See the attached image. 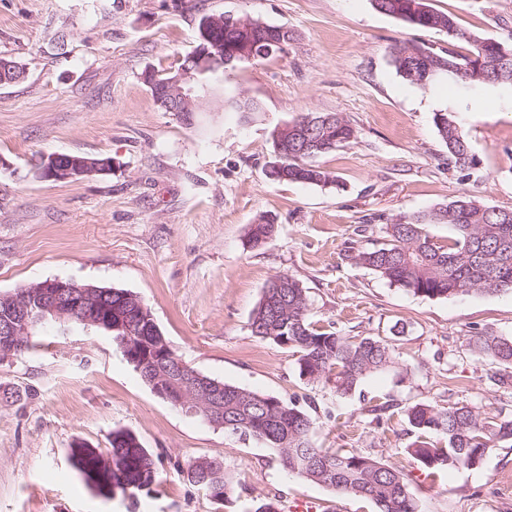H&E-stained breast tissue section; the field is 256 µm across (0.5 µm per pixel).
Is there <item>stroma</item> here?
I'll return each instance as SVG.
<instances>
[{
    "label": "stroma",
    "mask_w": 512,
    "mask_h": 512,
    "mask_svg": "<svg viewBox=\"0 0 512 512\" xmlns=\"http://www.w3.org/2000/svg\"><path fill=\"white\" fill-rule=\"evenodd\" d=\"M476 36L512 38V0H428ZM288 27L285 52L238 64L196 112H165L141 80L172 70L198 44L204 15ZM469 52L447 33L416 29L371 0H0V57L24 70L0 85V293L75 280L140 296L172 350L219 381L294 402L312 417L319 448L354 449L411 479L424 512H512V441L480 464L437 478L407 448L409 407L475 406L512 417V387L467 343L512 337V295L429 299L358 264L382 225L465 195L512 208V87L422 88L391 62L399 44ZM259 109L229 113L223 88ZM455 112L475 156L469 176L448 161L433 114ZM306 112H338L354 139L315 163L333 183L276 182L272 133ZM54 153L112 161L109 171L55 182L34 167ZM277 231L246 245L250 225ZM300 280L310 318L394 349L406 376L368 377L349 395L299 375L292 350L256 337L250 317L277 275ZM24 355L0 361V512H375L367 500L288 474L266 444L189 416L151 390L109 336L80 326L41 328ZM391 403L388 424L369 408ZM127 430L158 460L150 493L132 502L89 486L70 449L108 451ZM219 458L232 482L212 502L183 476Z\"/></svg>",
    "instance_id": "35a3bbf8"
}]
</instances>
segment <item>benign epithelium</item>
<instances>
[{
  "mask_svg": "<svg viewBox=\"0 0 512 512\" xmlns=\"http://www.w3.org/2000/svg\"><path fill=\"white\" fill-rule=\"evenodd\" d=\"M218 18L211 17L202 29L201 44L191 55V65L180 68L172 77L158 81L157 75L147 71L144 84L159 98V104L172 112H194L198 102L208 93V86L200 76L213 69L215 62L222 61L232 67L236 62L255 59L256 46L238 44L231 51L214 42L209 31L216 28ZM506 47L496 45V53L489 56L469 55L466 63L458 66L460 72H473L498 67L511 58ZM311 119L296 124L294 135L303 142L305 150L312 152L317 145L309 140ZM108 159L92 162L72 155H53L43 160L36 169L40 178L63 182L110 170ZM108 293L95 290L73 280L53 279L29 287L15 294H0V359L8 360L24 349L26 341L39 326L54 322L61 327L78 323L110 333L125 331L134 335L135 324L113 320L112 307L106 302ZM175 354L170 345L161 342L152 347H138L131 362L141 368L155 367L170 362ZM153 392L160 398L191 415H199L212 425L224 424V387L202 378L197 371L180 362L178 369L151 382Z\"/></svg>",
  "mask_w": 512,
  "mask_h": 512,
  "instance_id": "7a95c632",
  "label": "benign epithelium"
}]
</instances>
